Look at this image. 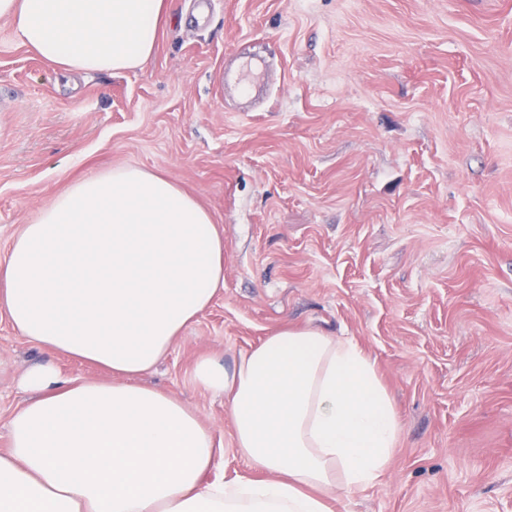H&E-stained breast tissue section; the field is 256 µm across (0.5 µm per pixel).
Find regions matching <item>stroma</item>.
Segmentation results:
<instances>
[{"label": "stroma", "instance_id": "35a3bbf8", "mask_svg": "<svg viewBox=\"0 0 512 512\" xmlns=\"http://www.w3.org/2000/svg\"><path fill=\"white\" fill-rule=\"evenodd\" d=\"M166 0L142 68L68 76L0 19V262L74 182L159 171L224 236V289L142 385L199 412L225 479L232 370L284 327L357 341L399 423L379 483L332 512H512V0ZM270 60L258 102L224 70ZM105 378L0 318V451L34 366Z\"/></svg>", "mask_w": 512, "mask_h": 512}]
</instances>
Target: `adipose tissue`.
Here are the masks:
<instances>
[{
    "label": "adipose tissue",
    "instance_id": "1",
    "mask_svg": "<svg viewBox=\"0 0 512 512\" xmlns=\"http://www.w3.org/2000/svg\"><path fill=\"white\" fill-rule=\"evenodd\" d=\"M164 0H0L23 45L68 74L139 69ZM224 286V239L164 175L116 167L73 183L23 225L0 263V312L46 350L105 369L29 370L30 397L0 452V512H329L388 470L399 434L375 367L354 341L283 327L233 370L200 361L224 394L238 452L266 472L228 482L211 430L135 379L167 355Z\"/></svg>",
    "mask_w": 512,
    "mask_h": 512
}]
</instances>
